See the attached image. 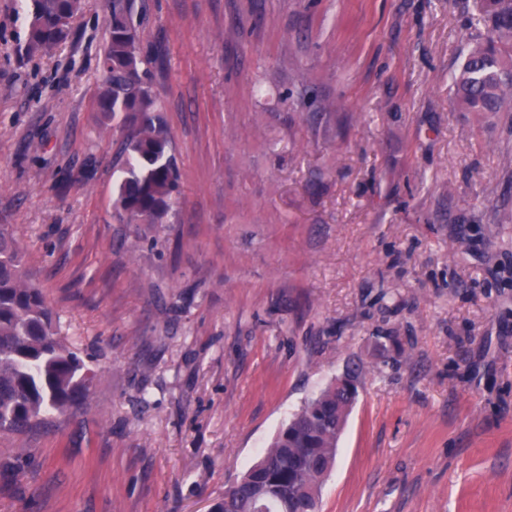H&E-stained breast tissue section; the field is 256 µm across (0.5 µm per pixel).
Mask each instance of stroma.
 I'll return each mask as SVG.
<instances>
[{
	"instance_id": "obj_1",
	"label": "stroma",
	"mask_w": 512,
	"mask_h": 512,
	"mask_svg": "<svg viewBox=\"0 0 512 512\" xmlns=\"http://www.w3.org/2000/svg\"><path fill=\"white\" fill-rule=\"evenodd\" d=\"M180 194L120 218L109 32L0 0V224L89 400L0 432V512H210L346 368L321 512H512V114L448 88L474 0H136ZM82 0H31L27 19L25 49L36 55L66 42L74 17L83 8Z\"/></svg>"
}]
</instances>
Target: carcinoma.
Masks as SVG:
<instances>
[{
    "mask_svg": "<svg viewBox=\"0 0 512 512\" xmlns=\"http://www.w3.org/2000/svg\"><path fill=\"white\" fill-rule=\"evenodd\" d=\"M25 49L39 54L66 42L82 0H31ZM110 28L97 97L98 111L125 113L129 154L117 204L131 220L160 224L179 189L156 99L140 71L143 54L134 0H106ZM485 40L467 52L450 91L463 112H512V0H479ZM351 383H331L281 427L211 512H319L321 488L336 461L337 442L357 397ZM95 374L58 336L46 295L27 270L10 225L0 224V429L15 433L44 424L46 414L67 413L90 396Z\"/></svg>",
    "mask_w": 512,
    "mask_h": 512,
    "instance_id": "cac0c4a2",
    "label": "carcinoma"
}]
</instances>
